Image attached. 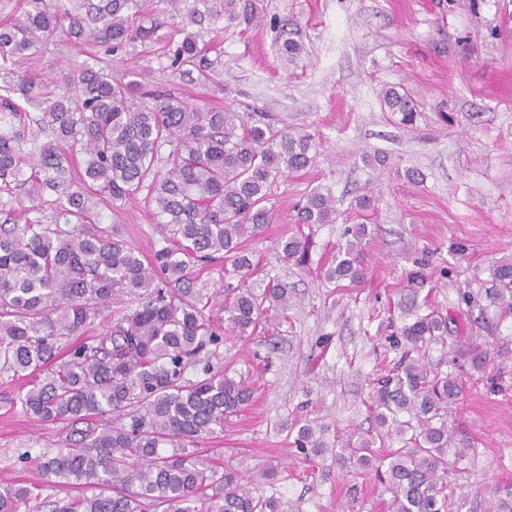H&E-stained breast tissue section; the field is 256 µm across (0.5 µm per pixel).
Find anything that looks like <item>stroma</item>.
<instances>
[{
  "label": "stroma",
  "mask_w": 512,
  "mask_h": 512,
  "mask_svg": "<svg viewBox=\"0 0 512 512\" xmlns=\"http://www.w3.org/2000/svg\"><path fill=\"white\" fill-rule=\"evenodd\" d=\"M259 27L233 24L219 41L214 76L187 84L167 67L159 44L130 54L93 41L59 42L21 71L60 79L96 55L116 78L144 89L167 87L200 107L259 108L295 130L314 133V166L288 177L268 203L272 224L246 248L258 283H286L287 311L271 313L263 331L227 336L213 368L254 383L251 406L204 443L209 455L241 469H274L255 491L278 497L284 512H383L372 473L341 458L336 436L367 430L363 404L374 374L397 360L398 326L389 310L406 296L416 253L444 271L431 303L456 309L459 290L488 278L512 258V0H255ZM302 52L283 64L278 47ZM404 87L417 119L401 124L383 111L384 86ZM382 154L369 171L363 155ZM419 174L409 181L405 170ZM317 186L336 197L335 223L313 226L305 263L284 261L279 244L300 230L294 206ZM372 188L378 219L366 245L370 276L358 286L326 282L324 269L343 239L356 196ZM104 226L118 227L143 255L163 244L143 197L99 203ZM485 342L483 379L471 380L448 416L473 442L455 477L452 512H488L494 488L512 485V317L458 337ZM324 429L325 450L305 459L293 441L299 426ZM61 425H48L0 403V475L67 498L78 485L50 486L37 458L55 448Z\"/></svg>",
  "instance_id": "obj_1"
}]
</instances>
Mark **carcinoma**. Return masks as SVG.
<instances>
[{"mask_svg": "<svg viewBox=\"0 0 512 512\" xmlns=\"http://www.w3.org/2000/svg\"><path fill=\"white\" fill-rule=\"evenodd\" d=\"M19 7L0 24V372L25 380L8 397L11 406L66 426L57 447L40 456L42 473L98 492L52 500L0 477V512H282L279 498L253 495L243 470L200 448L255 392L201 354L216 355L224 330L252 335L268 311L288 308L285 284H254L243 242L272 223L266 203L278 181L314 163V135L280 127L258 108L200 109L174 92L149 95L87 62L53 87L13 79L55 45L59 29L70 42L93 39L127 52L160 41L163 16L171 20L163 41L170 68L205 84L216 38L203 34L222 30L223 21L257 22L252 0H20ZM380 102L404 124L416 119L400 86L383 88ZM17 191L31 206H14ZM143 191L165 242L148 258L100 227L97 202L100 194L115 203ZM378 205L369 191L356 197L361 222L346 229L329 279L367 280V222ZM295 222L336 223L330 189L307 194ZM280 246L284 258L300 261L309 240L292 235ZM221 261L236 282L222 292L197 287L198 271ZM426 261L424 250L408 277L415 296L437 287ZM484 294L499 318L512 315V260L495 262ZM105 310L101 330L86 335ZM452 324L453 315L423 299L399 328L401 356L372 379L375 430L342 441L353 465L373 472L389 494L386 512H449L451 476L471 450L448 426L462 377L425 361L430 346H447ZM467 356L472 370L484 368L485 348L476 344ZM199 364L202 375L189 377ZM393 438L403 446L380 453L376 445ZM295 446L317 451L323 443L307 426ZM494 497L493 512H512L511 488Z\"/></svg>", "mask_w": 512, "mask_h": 512, "instance_id": "carcinoma-1", "label": "carcinoma"}]
</instances>
